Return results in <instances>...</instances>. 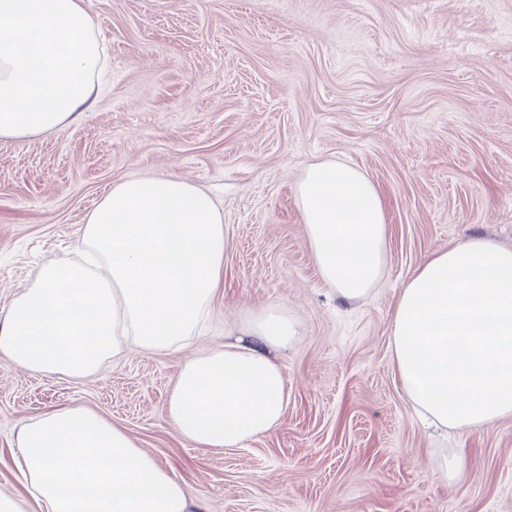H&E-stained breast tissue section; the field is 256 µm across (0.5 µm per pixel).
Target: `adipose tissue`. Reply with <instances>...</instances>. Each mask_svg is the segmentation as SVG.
<instances>
[{"label":"adipose tissue","instance_id":"1","mask_svg":"<svg viewBox=\"0 0 512 512\" xmlns=\"http://www.w3.org/2000/svg\"><path fill=\"white\" fill-rule=\"evenodd\" d=\"M104 49L83 0H0V139L76 122L95 102ZM321 279L346 302L383 278L382 196L356 167L309 164L295 186ZM224 213L184 177L113 186L82 228L79 263L43 265L0 308V359L80 379L136 350L183 346L221 290ZM279 307L246 314L220 349L180 367L168 415L201 448H241L272 433L288 402L277 359L298 336ZM390 336L400 390L424 422L484 429L512 418V247L470 237L429 254L404 284ZM15 463L27 498L0 492V512H189L183 483L93 410H48L23 423Z\"/></svg>","mask_w":512,"mask_h":512}]
</instances>
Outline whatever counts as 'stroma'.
Wrapping results in <instances>:
<instances>
[{"mask_svg":"<svg viewBox=\"0 0 512 512\" xmlns=\"http://www.w3.org/2000/svg\"><path fill=\"white\" fill-rule=\"evenodd\" d=\"M108 88L67 127L0 140V306L43 262L77 260L86 214L123 179L170 173L224 212L223 293L199 335L83 380L0 361V492L24 495L19 425L80 405L185 484L194 512H512V419L433 435L400 393L390 317L425 256L512 247V0H84ZM360 169L389 224L381 282L346 305L311 257L294 183ZM303 335L281 356L280 426L242 448L179 437L181 364L251 310ZM466 460L444 475V457Z\"/></svg>","mask_w":512,"mask_h":512,"instance_id":"35a3bbf8","label":"stroma"}]
</instances>
